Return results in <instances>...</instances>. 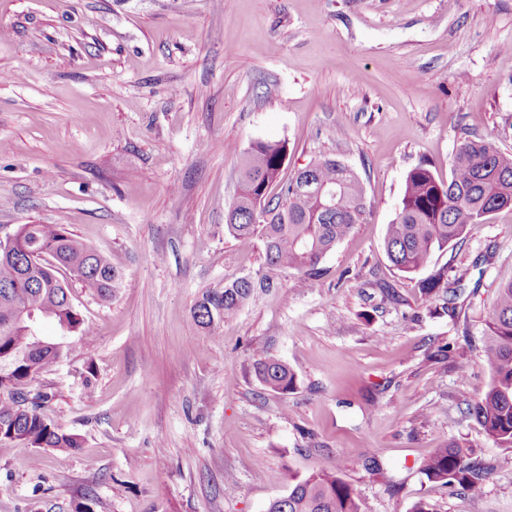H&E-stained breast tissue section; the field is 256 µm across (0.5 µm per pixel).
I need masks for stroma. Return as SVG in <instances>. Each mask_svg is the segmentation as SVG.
I'll return each instance as SVG.
<instances>
[{"instance_id": "1", "label": "stroma", "mask_w": 512, "mask_h": 512, "mask_svg": "<svg viewBox=\"0 0 512 512\" xmlns=\"http://www.w3.org/2000/svg\"><path fill=\"white\" fill-rule=\"evenodd\" d=\"M466 137L512 152V0H0V236L60 224L123 270L108 302L72 285L95 341L30 385L84 448L0 450V512H266L320 467L363 512H512V451L463 404L490 380L512 210L432 255L461 284L449 311L384 248L407 172L447 176ZM279 140L284 177L331 156L364 182L318 284L224 233L239 152ZM243 274L274 286L193 329ZM451 442L486 464L479 497L422 473ZM258 380L267 389L287 394L293 389L295 375L288 365L268 352H261L255 362Z\"/></svg>"}]
</instances>
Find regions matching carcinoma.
Masks as SVG:
<instances>
[{"label": "carcinoma", "mask_w": 512, "mask_h": 512, "mask_svg": "<svg viewBox=\"0 0 512 512\" xmlns=\"http://www.w3.org/2000/svg\"><path fill=\"white\" fill-rule=\"evenodd\" d=\"M288 154L285 141L258 142L240 157L237 189L224 215V234L260 236L266 264L294 270L310 280L324 275V258L364 221L365 187L359 174L332 157L299 170L288 182L280 174ZM512 209V154L490 139H466L456 149L448 179L420 163L405 177L398 211L387 225L386 254L400 272L421 271L436 250L465 238L496 212ZM42 251L52 262L30 269L28 256ZM32 270L22 281L19 273ZM76 282L91 296L110 300L122 284L119 259L88 248L59 224H24L0 262V449L16 444L58 450L83 447L81 435L67 431L41 411L48 398L29 386L46 369L91 344L92 329L70 297ZM273 287L266 277L237 276L224 287L208 290L197 300L193 326L212 330L238 315L256 290ZM432 293L443 289L456 296L458 281L440 269L421 281ZM37 323L52 321L56 336L40 330L24 334L21 315ZM482 361L490 372L488 385L464 399L466 413L476 419L500 448L512 449V280L497 288L486 320ZM258 380L267 389L286 394L295 375L268 352L255 362ZM426 477L479 496L488 472L482 462L457 443L436 448L423 465ZM267 512H362L354 489L337 471L318 469L297 479L288 493L275 498Z\"/></svg>", "instance_id": "carcinoma-1"}]
</instances>
